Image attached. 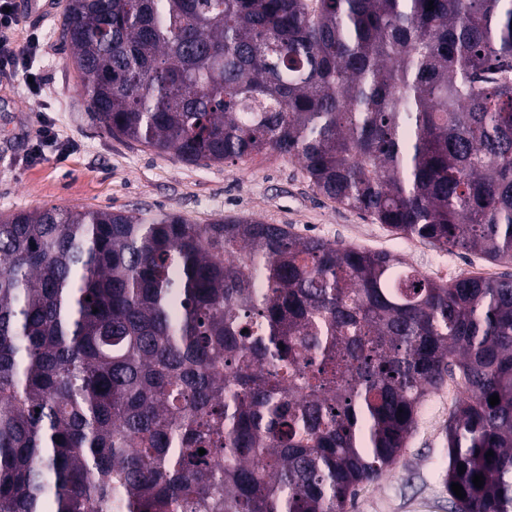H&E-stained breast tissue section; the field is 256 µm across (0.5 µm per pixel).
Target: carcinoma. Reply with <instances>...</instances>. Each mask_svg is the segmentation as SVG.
Here are the masks:
<instances>
[{
	"label": "carcinoma",
	"mask_w": 512,
	"mask_h": 512,
	"mask_svg": "<svg viewBox=\"0 0 512 512\" xmlns=\"http://www.w3.org/2000/svg\"><path fill=\"white\" fill-rule=\"evenodd\" d=\"M433 6L65 0L59 38L111 136L287 155L339 205L509 265L512 0ZM448 379L454 512H512V275L249 217L0 216V512H345Z\"/></svg>",
	"instance_id": "obj_1"
}]
</instances>
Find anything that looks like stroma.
Returning a JSON list of instances; mask_svg holds the SVG:
<instances>
[{"label": "stroma", "mask_w": 512, "mask_h": 512, "mask_svg": "<svg viewBox=\"0 0 512 512\" xmlns=\"http://www.w3.org/2000/svg\"><path fill=\"white\" fill-rule=\"evenodd\" d=\"M62 20L59 11L47 18H18V44L39 37L36 67L46 85L34 96L23 76L0 81V214L62 206L175 213L194 224L252 216L301 236L395 254L438 280L484 268L494 277L512 273L511 265H491L462 249L405 238L338 205L314 190L295 159L267 153L233 165L196 166L110 136L87 109L59 39ZM46 121L63 150L30 160L31 141ZM460 395L446 385L427 397L398 462L379 481L363 486L347 512H453L442 477L448 466L445 427Z\"/></svg>", "instance_id": "stroma-1"}]
</instances>
